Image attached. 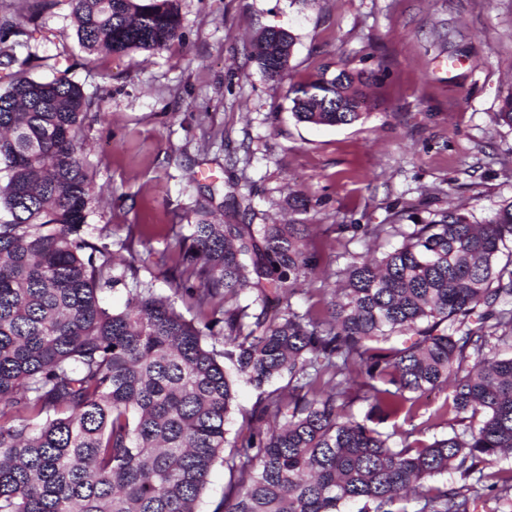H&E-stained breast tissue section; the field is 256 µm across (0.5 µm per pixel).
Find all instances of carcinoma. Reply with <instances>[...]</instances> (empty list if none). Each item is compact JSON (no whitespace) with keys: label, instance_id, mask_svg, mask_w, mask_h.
<instances>
[{"label":"carcinoma","instance_id":"1","mask_svg":"<svg viewBox=\"0 0 512 512\" xmlns=\"http://www.w3.org/2000/svg\"><path fill=\"white\" fill-rule=\"evenodd\" d=\"M68 2L90 54L181 36L175 0ZM21 34L0 16V55L17 66L0 92V512H194L219 460L234 482L217 512H477L479 484L512 507V472L494 470L512 453V200L481 222L454 208L366 224L373 241L399 238L379 258L348 255L338 224L336 265L302 243L305 224H214L201 204L168 275L187 319L87 238L90 101L64 77L27 76L30 57L8 43ZM292 47L268 27L253 58L279 77ZM371 85L324 73L293 89L290 110L352 125ZM496 120L512 128V90ZM320 278L339 284L327 319L292 303ZM118 286L120 311L102 297ZM240 379L287 383L240 412L231 441ZM441 387L461 431L395 446L370 426L413 418Z\"/></svg>","mask_w":512,"mask_h":512}]
</instances>
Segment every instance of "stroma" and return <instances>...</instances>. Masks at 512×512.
<instances>
[{
  "instance_id": "1",
  "label": "stroma",
  "mask_w": 512,
  "mask_h": 512,
  "mask_svg": "<svg viewBox=\"0 0 512 512\" xmlns=\"http://www.w3.org/2000/svg\"><path fill=\"white\" fill-rule=\"evenodd\" d=\"M182 37L156 51L88 54L68 0H0L23 30L30 77L64 76L93 102L84 159L94 172L88 237L170 295L164 261L196 202L215 220L307 225L336 257L339 224H389L461 208L474 220L512 199V129L494 119L512 91V0H177ZM295 37L283 78L251 57L259 32ZM372 71L368 115L312 126L293 87L321 71ZM308 199L306 211L287 196ZM140 227L133 250L121 247Z\"/></svg>"
}]
</instances>
